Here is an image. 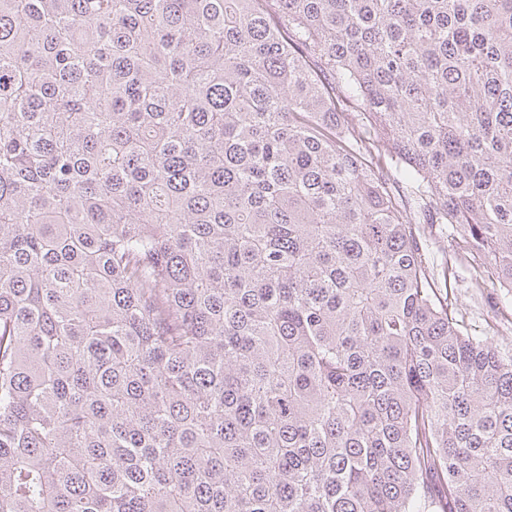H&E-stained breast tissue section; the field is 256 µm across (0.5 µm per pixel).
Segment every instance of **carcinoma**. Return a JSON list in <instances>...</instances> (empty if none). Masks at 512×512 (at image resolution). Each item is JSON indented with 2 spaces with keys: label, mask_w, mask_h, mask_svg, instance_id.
<instances>
[{
  "label": "carcinoma",
  "mask_w": 512,
  "mask_h": 512,
  "mask_svg": "<svg viewBox=\"0 0 512 512\" xmlns=\"http://www.w3.org/2000/svg\"><path fill=\"white\" fill-rule=\"evenodd\" d=\"M512 0H0V512H512ZM456 235V231L448 227H446V230L443 229L442 233L434 232L430 251L436 271H441V265L444 262L445 256L447 257L448 253H450L451 247L455 242L453 238H456ZM456 280L450 277L448 303L465 321L479 330H489L503 345H512V323L501 320L500 308L504 292L501 288H487L482 295L470 288L464 272Z\"/></svg>",
  "instance_id": "carcinoma-1"
}]
</instances>
